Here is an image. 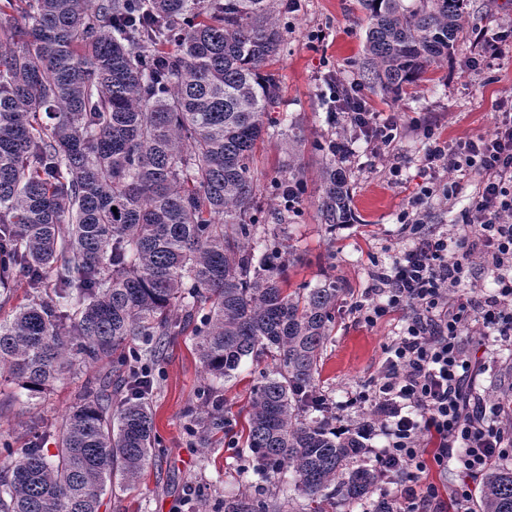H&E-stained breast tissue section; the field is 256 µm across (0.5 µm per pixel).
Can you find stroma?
I'll return each instance as SVG.
<instances>
[{"instance_id":"obj_1","label":"stroma","mask_w":512,"mask_h":512,"mask_svg":"<svg viewBox=\"0 0 512 512\" xmlns=\"http://www.w3.org/2000/svg\"><path fill=\"white\" fill-rule=\"evenodd\" d=\"M279 20L285 44L272 66L281 100L273 118L284 125L296 123L303 139L282 135L257 143L258 217L268 225L274 224L276 215L285 219L292 252L285 271L290 286L317 283L328 273L344 290L336 306L332 341L321 358L316 395L353 428L370 416L369 409L358 407L354 399L372 391L386 348L400 328L399 321L390 318L366 326L353 305L371 286L375 266L391 264L410 244V234L401 230V216L428 182L423 169L428 132L451 143L486 136L494 130V113L512 106V0H469L467 40L448 60L429 66L398 97L360 83L367 24L359 0H299L296 10H280ZM491 41L498 47L493 54L487 51ZM479 55L484 58L480 66L466 67L468 58ZM331 77L340 85H358L380 118L397 119L400 136L394 154L405 162L399 176L390 175L389 161L375 158L366 139L356 138L353 130L332 120L327 110ZM340 138L355 142L349 168L353 221L332 229L322 224L317 211L325 159L312 145ZM293 158L302 163L298 181L304 193L298 209L287 211L272 189L287 179ZM440 179V187L424 198L421 209L426 225L442 232L462 223L474 204L480 178L462 169L441 174ZM195 342L188 334L168 337L162 374L150 398L156 436L150 460L139 483L114 487L105 495L101 512H224L226 496L254 495L263 489L275 493L287 512H304L303 498L286 495L294 487L292 474L264 477L256 471L251 452L237 447L231 437L243 421L252 386L272 368L269 359L246 358L233 377L218 381L229 432L223 447L200 448L186 430V411L200 405L199 392L207 381ZM482 360L485 367L475 382L477 392L493 400L512 389V346H496ZM101 372L98 365L79 366L34 402L14 381L0 378V466L10 451L27 447L33 419L60 426L87 378Z\"/></svg>"}]
</instances>
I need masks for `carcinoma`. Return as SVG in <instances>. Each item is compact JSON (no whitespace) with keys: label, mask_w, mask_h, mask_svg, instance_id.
Instances as JSON below:
<instances>
[{"label":"carcinoma","mask_w":512,"mask_h":512,"mask_svg":"<svg viewBox=\"0 0 512 512\" xmlns=\"http://www.w3.org/2000/svg\"><path fill=\"white\" fill-rule=\"evenodd\" d=\"M362 83L401 95L463 39L467 0H360ZM276 0H0V376L40 398L76 364L118 372L64 416L57 453L21 449L0 470V512H100L154 446L149 400L162 337L189 330L205 373L267 355L241 436L257 469L293 474L310 512L373 493L314 395L344 289L288 288L284 244L258 236L257 141L279 107ZM318 210L352 219L348 169L328 145ZM117 211H111V208ZM192 414L203 448L224 441V404ZM224 512H275L264 497ZM481 512H512V466L483 482Z\"/></svg>","instance_id":"obj_1"}]
</instances>
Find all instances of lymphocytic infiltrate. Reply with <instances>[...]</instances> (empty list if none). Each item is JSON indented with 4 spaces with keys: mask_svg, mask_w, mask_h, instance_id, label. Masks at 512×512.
Instances as JSON below:
<instances>
[{
    "mask_svg": "<svg viewBox=\"0 0 512 512\" xmlns=\"http://www.w3.org/2000/svg\"><path fill=\"white\" fill-rule=\"evenodd\" d=\"M329 112L355 127L376 157L393 148L396 121L378 122L359 95L335 87ZM429 171L474 169L481 177L478 198L456 232L415 234L390 266L378 268L374 285L355 311L367 324L400 314L402 327L390 347L377 392L362 396L372 420L366 434L388 444L374 455L381 495L395 512H471V484L512 447L496 420L499 405L476 393L478 366L460 338L471 319L481 320L496 341L512 340V113H499L492 135L469 139L458 148L435 140ZM495 275L493 294L458 293L472 256ZM455 459L460 482L449 498L438 486H420L430 465Z\"/></svg>",
    "mask_w": 512,
    "mask_h": 512,
    "instance_id": "f902f5d3",
    "label": "lymphocytic infiltrate"
}]
</instances>
